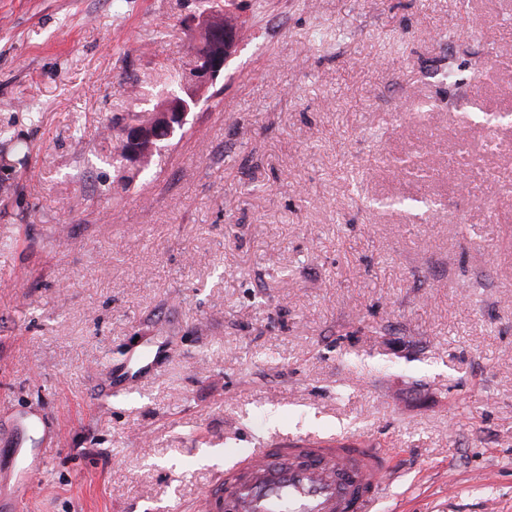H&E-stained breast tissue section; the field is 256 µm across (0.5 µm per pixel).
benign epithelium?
<instances>
[{
  "label": "benign epithelium",
  "mask_w": 512,
  "mask_h": 512,
  "mask_svg": "<svg viewBox=\"0 0 512 512\" xmlns=\"http://www.w3.org/2000/svg\"><path fill=\"white\" fill-rule=\"evenodd\" d=\"M192 22L203 40L195 47L193 67L184 77L185 95L172 94L150 113L148 120L124 125L121 136L125 144L122 158L125 168L141 162L147 153L161 149L160 133L170 139L182 130L189 114L224 73L229 52L237 42V30L227 26L224 10L216 7L203 8Z\"/></svg>",
  "instance_id": "obj_1"
}]
</instances>
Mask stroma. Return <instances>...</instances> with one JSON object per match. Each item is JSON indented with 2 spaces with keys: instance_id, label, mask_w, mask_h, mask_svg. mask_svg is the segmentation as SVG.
I'll use <instances>...</instances> for the list:
<instances>
[{
  "instance_id": "obj_1",
  "label": "stroma",
  "mask_w": 512,
  "mask_h": 512,
  "mask_svg": "<svg viewBox=\"0 0 512 512\" xmlns=\"http://www.w3.org/2000/svg\"><path fill=\"white\" fill-rule=\"evenodd\" d=\"M199 9L0 0V419L60 434L26 512H202L299 437L385 449L377 512H512V0H235L122 188ZM192 22L203 36L202 42L195 47L194 64L189 73L184 77L187 86L185 96L169 95L161 106L150 113L149 117L140 119L148 120L127 122L122 126L112 121V128L116 129L112 144V167L118 176L121 167L128 168L142 161L149 152L161 150L158 143L161 139H170L178 131H181L187 123L189 114L198 107L217 79L223 75L224 66L229 57V52L236 44L237 29H231L224 20V10L216 7H204L194 16ZM164 132L165 137H159ZM122 139L125 144L124 156H122ZM119 176L127 184H131L138 171L124 172Z\"/></svg>"
}]
</instances>
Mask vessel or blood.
Returning a JSON list of instances; mask_svg holds the SVG:
<instances>
[{
	"label": "vessel or blood",
	"mask_w": 512,
	"mask_h": 512,
	"mask_svg": "<svg viewBox=\"0 0 512 512\" xmlns=\"http://www.w3.org/2000/svg\"><path fill=\"white\" fill-rule=\"evenodd\" d=\"M33 425L17 415L0 424V445L21 450ZM244 477L226 471L205 512H376L395 471L366 441L296 439L252 452Z\"/></svg>",
	"instance_id": "obj_1"
}]
</instances>
